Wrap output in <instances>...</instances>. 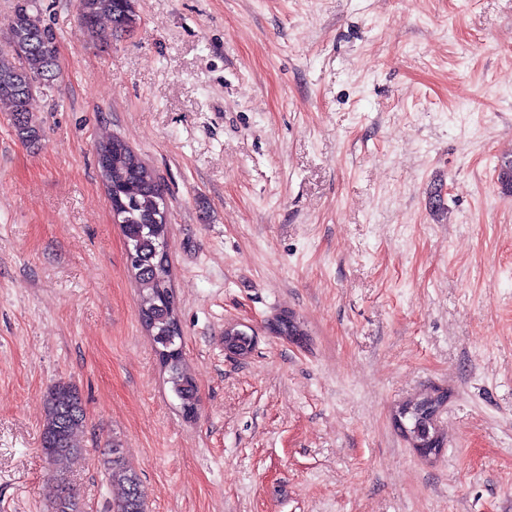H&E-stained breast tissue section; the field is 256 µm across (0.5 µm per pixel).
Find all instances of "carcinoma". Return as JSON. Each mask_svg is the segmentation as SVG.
<instances>
[{
	"mask_svg": "<svg viewBox=\"0 0 512 512\" xmlns=\"http://www.w3.org/2000/svg\"><path fill=\"white\" fill-rule=\"evenodd\" d=\"M82 28L92 33L103 19L119 31L131 29L140 21L137 0H79ZM7 42L12 51L0 53V102L10 107L19 140L34 142L41 129L30 114L34 92L53 84L58 73L56 37L36 6V0H15L7 20ZM109 138L99 145L98 153L107 161L102 172L112 188L116 205V223L120 224L126 241L128 269L139 284V312L151 311L156 353L163 356L178 350L182 333H171V315L175 312L171 292L170 260L167 252L168 202L165 184L141 158L112 147ZM165 371L170 390L180 401L182 412L197 413L198 392L183 356L172 357ZM44 420L41 453L49 466L51 480L56 483L53 512H81L73 487L61 488L66 465L81 454L77 435L86 421L83 398L71 383L59 382L43 398ZM404 426L411 434L430 430L420 414L408 413ZM110 481L122 486L123 492L112 500L109 512H147V504L137 473L119 457L114 443L104 460Z\"/></svg>",
	"mask_w": 512,
	"mask_h": 512,
	"instance_id": "obj_1",
	"label": "carcinoma"
}]
</instances>
